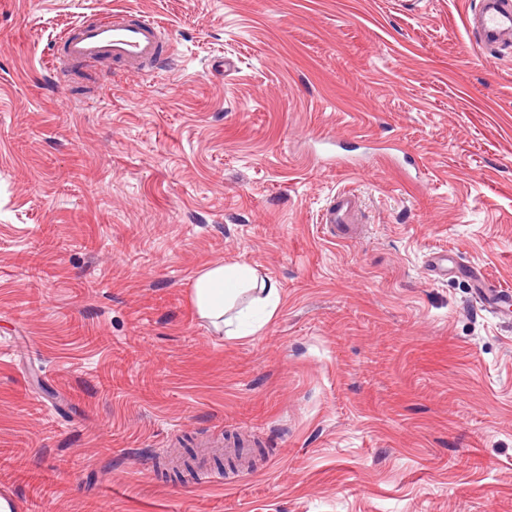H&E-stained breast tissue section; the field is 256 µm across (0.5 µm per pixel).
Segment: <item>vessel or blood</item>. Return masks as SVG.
I'll return each instance as SVG.
<instances>
[{
	"mask_svg": "<svg viewBox=\"0 0 512 512\" xmlns=\"http://www.w3.org/2000/svg\"><path fill=\"white\" fill-rule=\"evenodd\" d=\"M466 25L485 55L492 56L500 49L512 47V0H478L477 7L467 15ZM58 42L69 63L93 64L107 60L124 65L132 73L156 65L165 46L157 22L145 17L131 18L120 12L72 27ZM356 207L354 196L337 193L319 218L325 234L334 240L348 239ZM468 283L483 295L492 309H502L512 299V290L489 287L479 270H472Z\"/></svg>",
	"mask_w": 512,
	"mask_h": 512,
	"instance_id": "vessel-or-blood-1",
	"label": "vessel or blood"
}]
</instances>
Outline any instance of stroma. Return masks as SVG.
<instances>
[{"label":"stroma","instance_id":"obj_1","mask_svg":"<svg viewBox=\"0 0 512 512\" xmlns=\"http://www.w3.org/2000/svg\"><path fill=\"white\" fill-rule=\"evenodd\" d=\"M468 2L0 0L14 512H512V313L427 267L444 250L512 289V50L481 57ZM116 9L169 58L57 84L56 39ZM323 137L397 142L423 173L324 170ZM343 189L365 231L334 241ZM213 263L277 285L256 335L196 316ZM228 435L258 450L219 480L163 458ZM357 202L354 196L346 193H337L327 207L322 211L319 223L324 234L336 240H345L350 237V226L356 211Z\"/></svg>","mask_w":512,"mask_h":512}]
</instances>
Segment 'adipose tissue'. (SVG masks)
Instances as JSON below:
<instances>
[{
    "label": "adipose tissue",
    "instance_id": "obj_1",
    "mask_svg": "<svg viewBox=\"0 0 512 512\" xmlns=\"http://www.w3.org/2000/svg\"><path fill=\"white\" fill-rule=\"evenodd\" d=\"M246 291L255 292V305L270 314L276 311L280 295L274 283L257 280L253 270L244 265L206 266L193 285L195 313L227 337L252 335L255 329L247 324L250 308L236 306L238 297Z\"/></svg>",
    "mask_w": 512,
    "mask_h": 512
}]
</instances>
